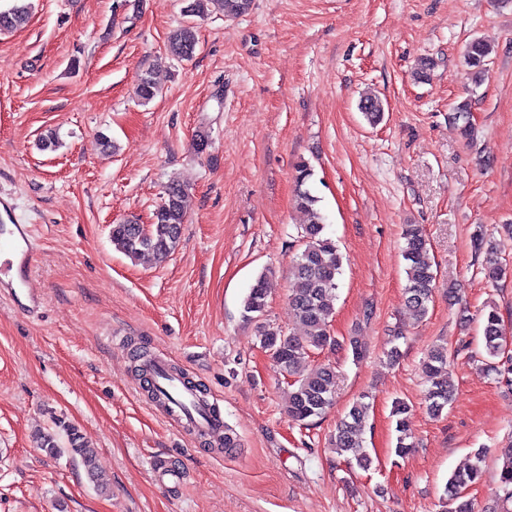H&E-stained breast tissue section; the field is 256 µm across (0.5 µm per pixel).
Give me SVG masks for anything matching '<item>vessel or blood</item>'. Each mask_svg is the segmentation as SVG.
Returning a JSON list of instances; mask_svg holds the SVG:
<instances>
[{"mask_svg":"<svg viewBox=\"0 0 512 512\" xmlns=\"http://www.w3.org/2000/svg\"><path fill=\"white\" fill-rule=\"evenodd\" d=\"M34 254L29 225L0 224V294L8 296L21 311L36 303L30 291ZM148 376L166 392L167 398L159 406L179 427L192 429L203 438L223 437L224 419L219 408L209 402L198 403L194 391L181 378L170 374L165 359L154 358Z\"/></svg>","mask_w":512,"mask_h":512,"instance_id":"obj_1","label":"vessel or blood"}]
</instances>
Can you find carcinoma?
<instances>
[{"mask_svg":"<svg viewBox=\"0 0 512 512\" xmlns=\"http://www.w3.org/2000/svg\"><path fill=\"white\" fill-rule=\"evenodd\" d=\"M220 2L228 17L241 15L251 6V0ZM30 9L31 6L26 0H15L11 8L0 10V32H10L23 26ZM197 45L195 25L190 22L173 31L168 37L169 52L183 60L194 57ZM491 53L490 46L477 38L465 47L463 63L474 83L481 82ZM136 93L145 103L158 94V87L151 73L147 72L142 76ZM359 109L371 125L377 124L384 114L382 100L372 95L361 100ZM470 115L468 101L456 105L454 121L466 136L471 133ZM311 176V168L307 163L298 165L296 205L308 214L309 222L301 225V250L293 259V283L289 294L290 306L296 320L304 328L305 337L300 339L294 333L278 327L264 324L258 326L262 347L271 353L272 361L283 372L294 377L293 389L288 393L286 412L291 420L301 424L321 417L334 403L335 368L327 364L308 372L305 365L311 351L334 347L338 343L336 337L330 334L329 326L334 314L336 291L343 265L342 255L336 244L324 235V217L316 209L318 197L305 188ZM188 207L189 194L185 186L170 183L164 188L161 203L153 212L151 224L144 226L135 221H127L112 225V245L132 260L146 256L163 260L175 250L180 241ZM403 239V256L407 262L405 302L414 316L421 319L428 313L429 303L432 301L435 282L433 261L427 239L419 225H405ZM472 242L476 253L487 254L482 263L485 278L490 282L505 278L509 269L494 255L493 249H485L482 230H475ZM267 298L268 274L262 273L243 300V319L247 322L259 320L266 312ZM481 318L487 368L499 382L512 387V355L506 351L507 337L498 308L491 305L485 307ZM447 366L448 351L441 346L434 347L424 361V371L429 383L426 399L435 413L447 407L452 398L453 389L448 381ZM408 410L409 406L400 400L392 406V416L396 417L398 433L395 453L399 457L406 456L413 448ZM369 411L370 405L363 399L354 400L344 418L336 425V434L333 436L336 450L347 461L354 460L362 468L370 464V457L359 431ZM55 426L56 429L38 435L39 448L51 456L66 453L71 458L80 460L90 478H96L97 451L90 447L75 426L59 418L56 419ZM501 457L503 466L499 484L505 503L503 512H512V444L501 449ZM474 458L475 462L469 468L453 473L445 484L442 500L449 507V512H471V502L464 498L463 491L479 482L482 477V451H476Z\"/></svg>","mask_w":512,"mask_h":512,"instance_id":"carcinoma-1","label":"carcinoma"}]
</instances>
